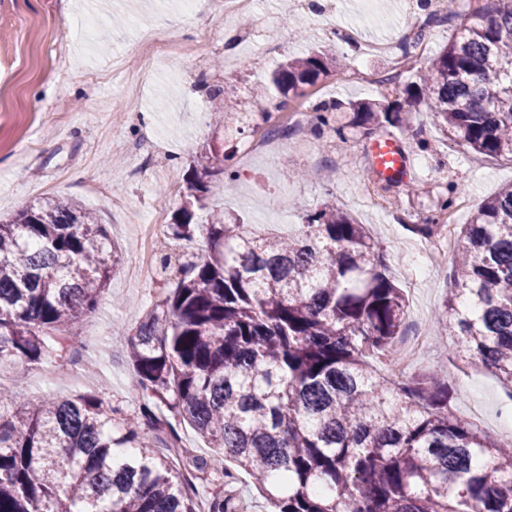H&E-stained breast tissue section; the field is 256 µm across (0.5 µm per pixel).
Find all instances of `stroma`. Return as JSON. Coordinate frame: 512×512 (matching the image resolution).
Here are the masks:
<instances>
[{
  "label": "stroma",
  "instance_id": "obj_1",
  "mask_svg": "<svg viewBox=\"0 0 512 512\" xmlns=\"http://www.w3.org/2000/svg\"><path fill=\"white\" fill-rule=\"evenodd\" d=\"M476 0H452L448 23L427 29L422 52H410L400 84L379 90L345 82L353 66L379 73L391 58L374 49L378 39L412 36L408 17H426L421 0H262L276 21L264 46L225 52L223 21L187 10L183 0H0V215L10 216L51 196L93 212L121 249L120 263L96 314L68 347L66 373L46 364L35 370L0 369V385L38 401L103 392L129 415L140 397L133 386L122 337L162 297L175 272L152 260L147 278L134 269L161 240L153 224H171L194 158L223 157L206 177L209 208L240 218L247 231L286 236L310 211L329 204L365 224L383 244L407 299L403 337L423 339L403 367L416 378L443 370L455 390L451 410L487 435L512 438L506 391L492 372L467 366L451 354L453 339L434 314L451 286L452 268L424 276L428 239L418 225L434 218L448 226V249L478 204L512 184V159L492 157L447 140L425 104L411 107L408 129L350 126L345 105L358 100L406 102V84L419 81L428 61L455 35ZM303 19L297 39L288 15ZM360 25L354 44L331 32ZM168 29L181 43L204 45L202 60L173 57L156 64L130 51L142 26ZM319 52L338 65L314 84L286 93L289 104L315 108L339 103L322 126L308 124L307 142L284 143L277 154H244L240 145L269 125L272 99L253 87L280 62ZM219 96H211V89ZM397 133L414 166L413 180L385 187L395 206L367 203L375 178L367 146Z\"/></svg>",
  "mask_w": 512,
  "mask_h": 512
}]
</instances>
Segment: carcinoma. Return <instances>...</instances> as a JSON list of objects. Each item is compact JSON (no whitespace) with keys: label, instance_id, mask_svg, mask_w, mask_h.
I'll list each match as a JSON object with an SVG mask.
<instances>
[{"label":"carcinoma","instance_id":"carcinoma-1","mask_svg":"<svg viewBox=\"0 0 512 512\" xmlns=\"http://www.w3.org/2000/svg\"><path fill=\"white\" fill-rule=\"evenodd\" d=\"M328 70L321 55L288 60L264 95ZM415 97L449 140L512 157V0L474 11ZM349 108L354 125L405 124L392 104ZM205 190L186 182L168 235L204 238L208 256L182 263L125 336L140 416L98 393L34 403L0 387V512H197L192 484L157 449L178 441L161 407L218 451L186 460L213 487L207 512H243L241 471L270 512H512V442L452 414L440 372L397 373L405 297L364 225L326 205L294 236L256 237L207 209ZM117 264L105 225L70 199L0 219V366L64 371V342ZM437 321L512 399V186L462 228Z\"/></svg>","mask_w":512,"mask_h":512}]
</instances>
